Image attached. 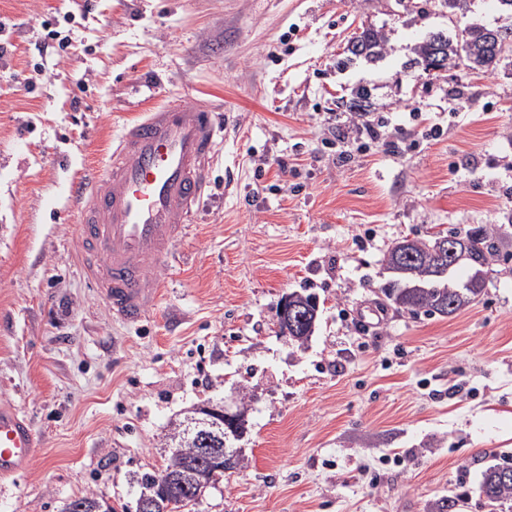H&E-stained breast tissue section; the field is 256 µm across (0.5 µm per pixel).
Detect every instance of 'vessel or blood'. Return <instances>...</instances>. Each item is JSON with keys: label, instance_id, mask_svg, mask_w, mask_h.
I'll return each instance as SVG.
<instances>
[{"label": "vessel or blood", "instance_id": "obj_1", "mask_svg": "<svg viewBox=\"0 0 512 512\" xmlns=\"http://www.w3.org/2000/svg\"><path fill=\"white\" fill-rule=\"evenodd\" d=\"M221 131L209 104L154 107L123 126L102 173L72 186L84 274L126 324L141 322L158 299L150 274L186 233ZM35 448L30 422L0 405V479L23 473Z\"/></svg>", "mask_w": 512, "mask_h": 512}]
</instances>
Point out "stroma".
<instances>
[{
    "instance_id": "obj_1",
    "label": "stroma",
    "mask_w": 512,
    "mask_h": 512,
    "mask_svg": "<svg viewBox=\"0 0 512 512\" xmlns=\"http://www.w3.org/2000/svg\"><path fill=\"white\" fill-rule=\"evenodd\" d=\"M423 0H0V404L33 425L0 512H63L91 494L134 512L168 425L203 402L245 410L243 468L194 512H491L483 470L512 457V259L451 317L380 307L396 240L512 214V66L410 79ZM65 20L68 54L39 55ZM386 57L337 62L362 25ZM41 67L43 80L24 79ZM372 82L403 125L340 158L336 99ZM179 100L222 107L210 186L156 272L140 327L84 277L70 182L99 173L122 126ZM307 290L305 346L277 306ZM283 308H288L289 313L292 312L293 316H297L298 314L304 317L309 316L308 320L314 321L313 330H311L308 336H303L300 334L299 329L297 332H294L290 325H288V337L297 341L300 345H304L313 335L318 320L319 307L317 303V297L311 293H305V290L301 292L293 291L284 297V299L281 301L277 314V326L279 335L287 336L285 334V324L281 317Z\"/></svg>"
}]
</instances>
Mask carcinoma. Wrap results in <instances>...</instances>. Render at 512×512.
Listing matches in <instances>:
<instances>
[{
  "label": "carcinoma",
  "instance_id": "obj_1",
  "mask_svg": "<svg viewBox=\"0 0 512 512\" xmlns=\"http://www.w3.org/2000/svg\"><path fill=\"white\" fill-rule=\"evenodd\" d=\"M504 21L494 27L464 24L470 0H425L448 10V19H456L458 33L450 39L443 31L427 33L414 48L415 58L405 70H421L426 74L440 73L450 68H464L474 73L488 74L504 60L512 61V0H496ZM387 41L380 29L368 26L354 34L347 42L338 66L346 67L359 58L375 62L386 54ZM371 102V90L359 86L352 98L342 103L350 112H365ZM454 239L465 251L467 258L452 264L444 245ZM505 247L504 235L491 226H477L465 231L441 229L423 238H404L395 242L384 256L385 269L394 279L378 289L382 304L398 312L413 315L449 317L477 302L485 286V276L498 261ZM466 268L471 276L470 287L460 288L455 281L456 272ZM293 315L311 321L318 320L317 297L303 291H293L281 301ZM184 420L170 423L165 447L167 463L162 471L173 477L170 499L190 501L194 485L214 483L221 474L206 465L210 428L199 429L198 435L185 434ZM511 461L489 466L479 486L480 496L491 507L512 500V475H504ZM158 472H144L135 476L140 487L136 512H165L166 499L153 490ZM65 512H112V506L103 505L94 495H85L70 501Z\"/></svg>",
  "mask_w": 512,
  "mask_h": 512
}]
</instances>
